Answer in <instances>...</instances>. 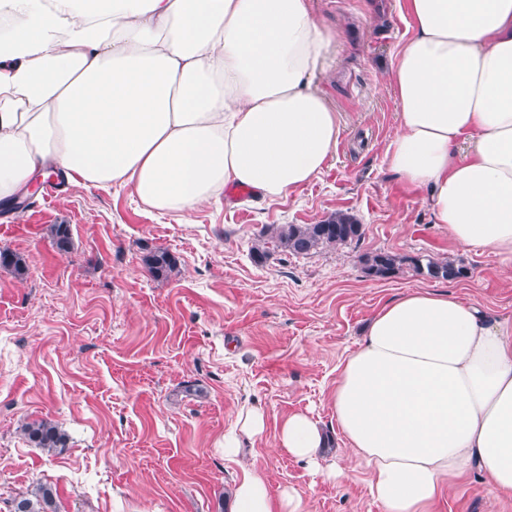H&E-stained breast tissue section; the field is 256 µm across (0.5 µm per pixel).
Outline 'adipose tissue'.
Masks as SVG:
<instances>
[{"label": "adipose tissue", "instance_id": "adipose-tissue-1", "mask_svg": "<svg viewBox=\"0 0 512 512\" xmlns=\"http://www.w3.org/2000/svg\"><path fill=\"white\" fill-rule=\"evenodd\" d=\"M412 36L386 73L399 107L384 160L458 245L512 267V0H404ZM330 38L311 0H0V208L37 177L130 188L185 215L246 186L290 196L332 160L318 86ZM381 512H432L480 473L512 496V322L449 292L385 305L330 395ZM295 413L279 446L319 465ZM232 512H307L261 470Z\"/></svg>", "mask_w": 512, "mask_h": 512}]
</instances>
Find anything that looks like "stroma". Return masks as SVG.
I'll use <instances>...</instances> for the list:
<instances>
[{"label": "stroma", "mask_w": 512, "mask_h": 512, "mask_svg": "<svg viewBox=\"0 0 512 512\" xmlns=\"http://www.w3.org/2000/svg\"><path fill=\"white\" fill-rule=\"evenodd\" d=\"M334 33L320 86L339 115L330 165L289 197L244 203L232 192L187 217L141 205L130 188L59 180L52 197L0 210V250L26 272L0 267V512L39 485L57 512H230L231 487L248 469L273 489L291 487L308 512H381L365 468L348 461L339 482L278 448L281 420L305 413L322 427L328 460L343 453L329 396L337 367L379 309L405 292L446 291L512 320V276L486 250L464 248L434 224L420 193L383 162L398 105L385 72L412 26L401 0H316ZM342 211L359 242L287 256L252 248L271 224H315ZM68 225L58 251L52 228ZM405 257L386 279L367 277L362 254ZM174 256L152 276L151 253ZM450 259L467 277L431 280L414 259ZM266 429L243 437L236 460L221 443L242 406ZM69 436L60 454L30 444L33 420ZM437 512H512L483 477L444 493Z\"/></svg>", "instance_id": "stroma-1"}]
</instances>
